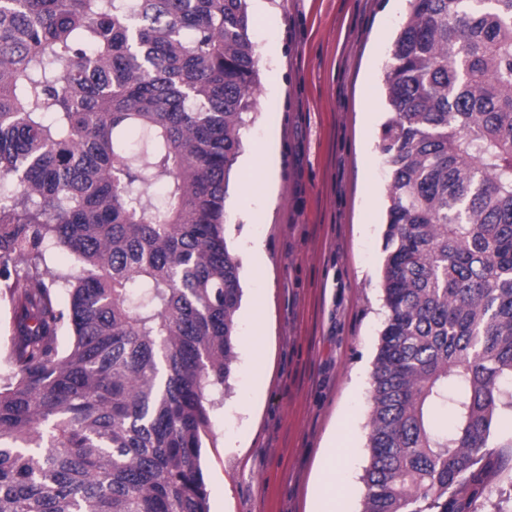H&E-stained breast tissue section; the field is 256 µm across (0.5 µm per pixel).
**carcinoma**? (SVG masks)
I'll return each mask as SVG.
<instances>
[{
	"label": "carcinoma",
	"instance_id": "obj_1",
	"mask_svg": "<svg viewBox=\"0 0 512 512\" xmlns=\"http://www.w3.org/2000/svg\"><path fill=\"white\" fill-rule=\"evenodd\" d=\"M249 28L248 0H0V512H209L200 453L238 347L224 201ZM385 87L360 512H478L512 447V0H412ZM54 248L78 273L49 266Z\"/></svg>",
	"mask_w": 512,
	"mask_h": 512
}]
</instances>
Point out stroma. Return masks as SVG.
Listing matches in <instances>:
<instances>
[{"instance_id": "stroma-1", "label": "stroma", "mask_w": 512, "mask_h": 512, "mask_svg": "<svg viewBox=\"0 0 512 512\" xmlns=\"http://www.w3.org/2000/svg\"><path fill=\"white\" fill-rule=\"evenodd\" d=\"M248 10L257 85L225 200L244 296L230 389L201 455L209 510L319 512L322 459L345 428L336 499L360 512L385 319L382 79L410 0H249ZM256 151L268 200L244 187ZM247 239L263 245L260 266L242 257Z\"/></svg>"}]
</instances>
